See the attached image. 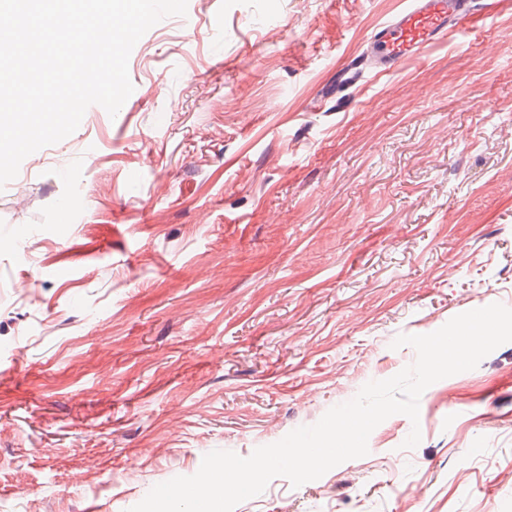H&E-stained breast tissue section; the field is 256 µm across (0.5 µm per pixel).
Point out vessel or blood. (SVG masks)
I'll return each instance as SVG.
<instances>
[{"label": "vessel or blood", "mask_w": 512, "mask_h": 512, "mask_svg": "<svg viewBox=\"0 0 512 512\" xmlns=\"http://www.w3.org/2000/svg\"><path fill=\"white\" fill-rule=\"evenodd\" d=\"M497 4L498 0H411L370 34L366 58L375 74H391L427 48L492 18Z\"/></svg>", "instance_id": "b4317fda"}]
</instances>
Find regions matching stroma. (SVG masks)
Masks as SVG:
<instances>
[{"label": "stroma", "mask_w": 512, "mask_h": 512, "mask_svg": "<svg viewBox=\"0 0 512 512\" xmlns=\"http://www.w3.org/2000/svg\"><path fill=\"white\" fill-rule=\"evenodd\" d=\"M406 0H188L0 189V512H129L512 308V0L399 71L336 70ZM421 439L403 443L412 427ZM366 456L234 512H512V342Z\"/></svg>", "instance_id": "obj_1"}]
</instances>
